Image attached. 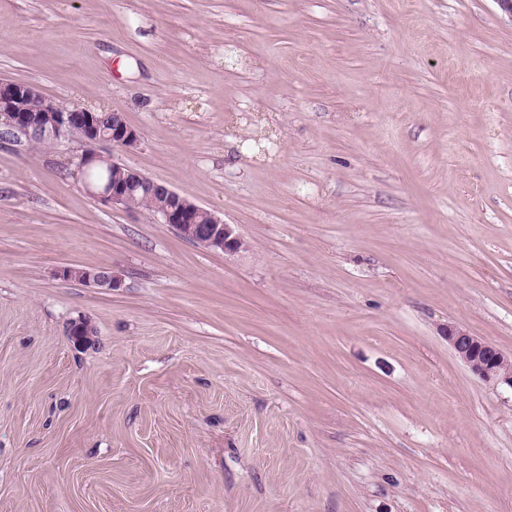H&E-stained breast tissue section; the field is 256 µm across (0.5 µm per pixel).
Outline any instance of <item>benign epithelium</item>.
<instances>
[{"instance_id":"benign-epithelium-1","label":"benign epithelium","mask_w":512,"mask_h":512,"mask_svg":"<svg viewBox=\"0 0 512 512\" xmlns=\"http://www.w3.org/2000/svg\"><path fill=\"white\" fill-rule=\"evenodd\" d=\"M39 96L40 91L33 85L0 80V138L52 144L75 138L82 145L76 161L78 171L104 162L119 170L112 182L88 185L98 200L129 208L135 193L141 191L155 201L153 216L158 222L169 225L182 238L224 253L244 248V240L215 212L97 151L100 143L125 152L138 148L140 134L128 124L123 113L114 111L112 119L108 120L89 107L69 108L53 101L35 107L32 100ZM71 273L81 282L99 288L110 290L121 286L119 277L110 269L74 271L68 267L61 271L64 276ZM446 337L455 355L481 380L493 386L505 384L512 388V355L452 323L448 324Z\"/></svg>"}]
</instances>
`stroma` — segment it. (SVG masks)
<instances>
[{"mask_svg": "<svg viewBox=\"0 0 512 512\" xmlns=\"http://www.w3.org/2000/svg\"><path fill=\"white\" fill-rule=\"evenodd\" d=\"M0 79L124 113L99 152L246 243L0 140V512H512V389L442 335L512 353L495 0H0ZM72 272L79 278L82 283L92 284L98 288H104L112 290V288H118L121 285L119 277L113 274L110 269H97V270H72V268H64L61 271L63 276H67Z\"/></svg>", "mask_w": 512, "mask_h": 512, "instance_id": "obj_1", "label": "stroma"}]
</instances>
